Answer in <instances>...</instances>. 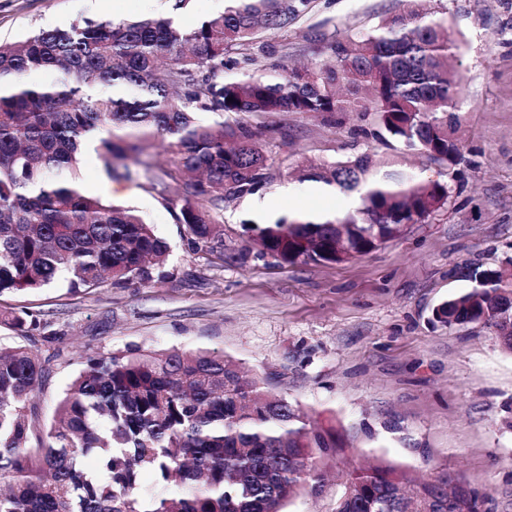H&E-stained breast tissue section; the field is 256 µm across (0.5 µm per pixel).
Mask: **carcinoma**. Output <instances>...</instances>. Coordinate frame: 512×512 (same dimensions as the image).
Masks as SVG:
<instances>
[{"label":"carcinoma","instance_id":"carcinoma-1","mask_svg":"<svg viewBox=\"0 0 512 512\" xmlns=\"http://www.w3.org/2000/svg\"><path fill=\"white\" fill-rule=\"evenodd\" d=\"M138 20L83 19L0 42V296L65 278L72 292L151 285L165 276L169 246L136 210L86 194L81 157L93 149L109 179L157 191L178 209L192 248L223 247L224 202L265 188L261 131L226 118L241 113L372 112L377 138L440 164L461 154L456 39L444 13L407 8L346 39L306 66L283 54L270 74L231 80L267 52L260 32L288 28L310 0H224V10L182 29L174 12ZM57 76L35 83L32 75ZM219 120L204 124L196 113ZM163 137L161 167L147 142ZM362 153L311 163L302 179L359 197L314 221H242L261 258L346 262L398 238L442 210L451 186L405 177ZM474 287L433 311L444 326L482 324L512 352V267L470 268ZM27 336L29 312L0 313ZM45 360L26 346L0 349V512H283L324 460L346 447L332 427L218 352L89 351L39 423ZM149 472L155 493H143ZM489 498L453 471L411 474L385 459L346 475L332 512H489Z\"/></svg>","mask_w":512,"mask_h":512}]
</instances>
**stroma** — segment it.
<instances>
[{
    "label": "stroma",
    "mask_w": 512,
    "mask_h": 512,
    "mask_svg": "<svg viewBox=\"0 0 512 512\" xmlns=\"http://www.w3.org/2000/svg\"><path fill=\"white\" fill-rule=\"evenodd\" d=\"M446 9L459 48L463 150L448 170L453 200L370 254L345 263L259 258L243 221L258 224L288 213L347 207L345 194L318 193L300 180L307 161H335L368 152L411 173L437 178L440 167L396 141L374 138L375 114L351 112L341 125L303 113L242 115L263 126L260 146L273 181L260 193L224 206V258L192 250L184 225L157 192L125 183L112 195L102 160L87 152L79 177L89 194L134 207L170 246L168 276L148 287L105 285L74 293L64 284L0 297V309H24L54 343L25 340L0 324V345L30 344L49 358L37 398L50 422L85 350L142 345L157 351L224 353L348 443L329 463L322 491H303L284 512H331L337 475L377 458L407 471L446 468L490 496L492 512H512V352L491 329L448 328L434 308L467 292L470 266L497 268L512 257V7L500 0H427ZM400 0H314L288 29L267 36L269 53L251 69L270 73L279 51L294 60L323 59L319 36H351L398 12ZM224 0H191L171 13L170 0H0V41L39 29L174 14L185 29L223 11Z\"/></svg>",
    "instance_id": "stroma-1"
}]
</instances>
